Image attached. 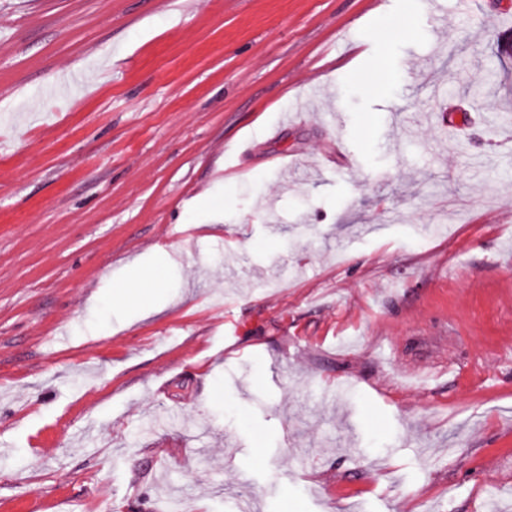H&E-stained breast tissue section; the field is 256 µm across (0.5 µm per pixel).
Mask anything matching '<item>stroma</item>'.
Segmentation results:
<instances>
[{
  "label": "stroma",
  "mask_w": 512,
  "mask_h": 512,
  "mask_svg": "<svg viewBox=\"0 0 512 512\" xmlns=\"http://www.w3.org/2000/svg\"><path fill=\"white\" fill-rule=\"evenodd\" d=\"M172 493L512 512V0H0V512ZM161 280V273L157 268L143 267L134 283L124 285L120 288L119 298H136L143 301L155 294L156 286Z\"/></svg>",
  "instance_id": "obj_1"
}]
</instances>
